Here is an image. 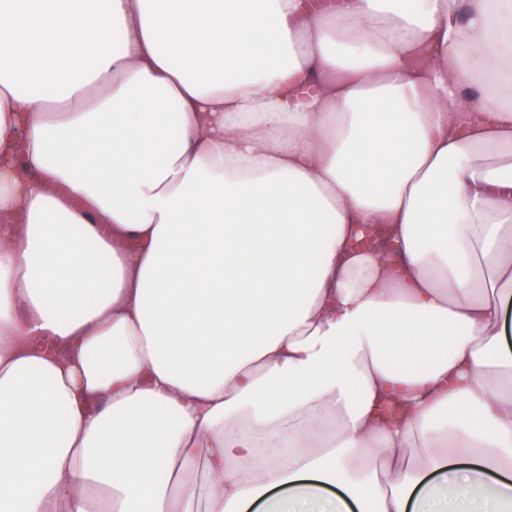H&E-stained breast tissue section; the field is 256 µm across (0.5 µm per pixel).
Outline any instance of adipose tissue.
Returning a JSON list of instances; mask_svg holds the SVG:
<instances>
[{"label": "adipose tissue", "mask_w": 512, "mask_h": 512, "mask_svg": "<svg viewBox=\"0 0 512 512\" xmlns=\"http://www.w3.org/2000/svg\"><path fill=\"white\" fill-rule=\"evenodd\" d=\"M0 51V512H512V0H0Z\"/></svg>", "instance_id": "obj_1"}]
</instances>
